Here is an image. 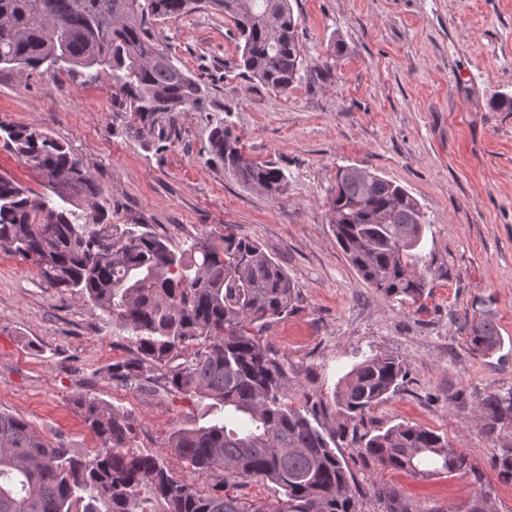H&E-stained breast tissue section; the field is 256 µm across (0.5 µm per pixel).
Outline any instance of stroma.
I'll use <instances>...</instances> for the list:
<instances>
[{"mask_svg":"<svg viewBox=\"0 0 512 512\" xmlns=\"http://www.w3.org/2000/svg\"><path fill=\"white\" fill-rule=\"evenodd\" d=\"M305 68L279 95L235 67L232 24L212 10L164 24L179 64L203 83L206 111L187 113L178 139L144 150L112 104V82L76 71L44 75L0 68V121L50 132L102 188L116 224H149L173 245L219 241L225 225L257 241L298 283L300 310L273 320L264 343L283 356L288 397L320 400L336 422L339 379L364 358L403 360L401 391L373 407L374 431L411 423L448 436L467 473L417 479L380 469L360 448L339 451L363 512H384L372 484L399 489L422 512H467L478 491L512 512V484L494 465L498 443L473 421L479 397L512 389V0H291ZM223 116L246 155L287 178L278 199L245 189L209 164V122ZM357 165L405 187L429 226L422 254L432 282L418 302H399L362 281L329 224L339 167ZM492 310L503 349H471L464 319ZM131 350L125 330L87 298L51 287L36 266L0 251V411L49 441L88 456L100 440L74 404L89 393L136 421L134 448L164 453L173 428L200 422L205 406L125 388L109 368ZM169 468L207 492L219 474Z\"/></svg>","mask_w":512,"mask_h":512,"instance_id":"obj_1","label":"stroma"}]
</instances>
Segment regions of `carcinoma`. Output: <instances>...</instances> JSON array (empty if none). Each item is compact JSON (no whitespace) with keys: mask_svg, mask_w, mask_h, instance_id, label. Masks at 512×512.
I'll return each mask as SVG.
<instances>
[{"mask_svg":"<svg viewBox=\"0 0 512 512\" xmlns=\"http://www.w3.org/2000/svg\"><path fill=\"white\" fill-rule=\"evenodd\" d=\"M210 8L233 23L241 74L286 94L304 69L290 0H0V66L43 74L62 64L92 82L103 73L125 112L126 130L146 150L177 138L182 118L202 109V87L173 60L163 24ZM0 141L42 180L36 193L0 174V250L34 262L54 288L87 297L131 336L135 350L112 364V380L137 390L185 397L223 414L175 428L166 448L193 472L224 473V482L261 479L282 498L244 505L226 492L202 493L172 474L160 454L135 451L131 416L89 394L75 399L85 426L101 441L81 457L0 411V512H136L142 486L162 512H362L353 477L333 445L346 424L364 422L397 393L408 368L372 356L341 379L337 426L320 422L322 404L288 403L287 362L259 330L298 308L294 280L256 242L224 227L174 248L149 224H113L102 190L63 142L39 129L0 122ZM208 162L244 187L279 198L287 176L244 153L221 119L213 124ZM90 211L78 224L76 209ZM329 224L347 262L369 286L404 301L430 283L420 267L426 222L401 185L366 168L336 174ZM473 349L494 353L504 340L492 313L466 322ZM476 419L501 443L496 468L512 482V390L490 391ZM385 470L420 478L464 473L467 457L432 429L398 423L359 437ZM385 512H426L390 486H374Z\"/></svg>","mask_w":512,"mask_h":512,"instance_id":"carcinoma-1","label":"carcinoma"}]
</instances>
